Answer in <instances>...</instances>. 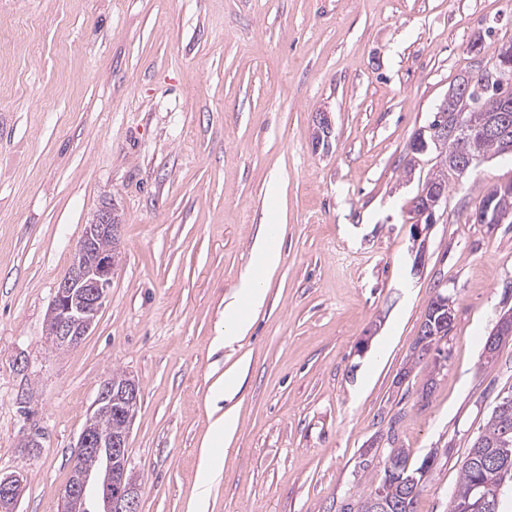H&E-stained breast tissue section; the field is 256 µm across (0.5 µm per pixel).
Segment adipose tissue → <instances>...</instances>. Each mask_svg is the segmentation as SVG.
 Here are the masks:
<instances>
[{
    "label": "adipose tissue",
    "mask_w": 512,
    "mask_h": 512,
    "mask_svg": "<svg viewBox=\"0 0 512 512\" xmlns=\"http://www.w3.org/2000/svg\"><path fill=\"white\" fill-rule=\"evenodd\" d=\"M253 253L257 258V272L241 278L232 300L224 306V342L228 345L246 334L249 321L243 309L247 306L255 309L263 305L270 277L280 263V252L275 245V236L269 230L259 231Z\"/></svg>",
    "instance_id": "ef3b65f1"
}]
</instances>
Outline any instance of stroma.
<instances>
[{
	"label": "stroma",
	"mask_w": 512,
	"mask_h": 512,
	"mask_svg": "<svg viewBox=\"0 0 512 512\" xmlns=\"http://www.w3.org/2000/svg\"><path fill=\"white\" fill-rule=\"evenodd\" d=\"M510 40L512 0H0V473L24 476L17 512H56L115 371L141 391V512H343L395 446L432 461L415 512H452L512 393V338L484 356L512 310V224L474 220L512 159L449 176L421 245L413 200L440 158L409 145ZM106 205L121 224L108 297L78 345L53 349L55 288ZM267 221L280 264L228 346L224 306ZM438 292L453 321L422 353ZM228 375L240 386L218 398Z\"/></svg>",
	"instance_id": "obj_1"
}]
</instances>
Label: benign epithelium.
Segmentation results:
<instances>
[{"mask_svg":"<svg viewBox=\"0 0 512 512\" xmlns=\"http://www.w3.org/2000/svg\"><path fill=\"white\" fill-rule=\"evenodd\" d=\"M481 72L490 85L502 87L512 83V46L502 48L500 62L481 65ZM451 113L437 125H428L413 137L411 152L423 154L430 148L444 152L451 148L450 160L465 172L480 166L484 157L471 148L470 132L476 125L475 113L484 111L479 91L472 88L468 77L459 79L439 107ZM499 117L479 128L481 135L499 143L500 155L512 154V126L506 113L512 112V94L499 95ZM420 202L415 213V237H423V228L430 227L436 210L446 201V191L424 185L415 197ZM118 225L112 223V210L103 209L85 225L68 274L58 283L46 320V341L55 349L77 345L94 326L112 286L118 255ZM453 320V305L448 296L438 292L431 302L422 332L442 336ZM140 404V388L134 379L119 390L104 381L94 403L93 412L80 433L76 447L99 457L101 469L95 473L75 470L59 501L57 512H138L140 484L129 472L127 441L130 427ZM115 415L120 428L107 438L99 434L98 425L104 412ZM23 490L17 474L0 475V512H16Z\"/></svg>","mask_w":512,"mask_h":512,"instance_id":"benign-epithelium-1","label":"benign epithelium"}]
</instances>
